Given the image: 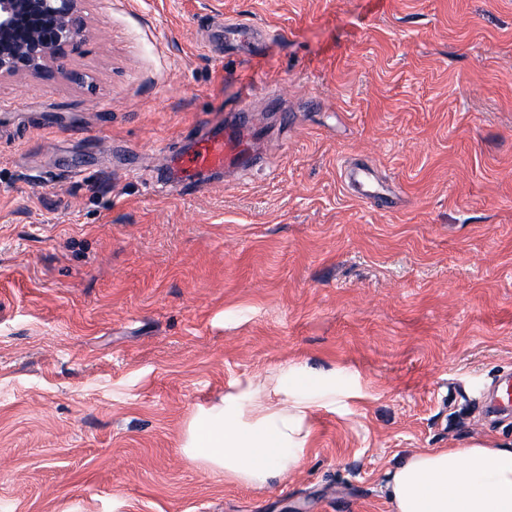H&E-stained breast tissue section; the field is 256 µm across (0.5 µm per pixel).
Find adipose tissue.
Returning <instances> with one entry per match:
<instances>
[{"label": "adipose tissue", "mask_w": 512, "mask_h": 512, "mask_svg": "<svg viewBox=\"0 0 512 512\" xmlns=\"http://www.w3.org/2000/svg\"><path fill=\"white\" fill-rule=\"evenodd\" d=\"M309 377L279 374L240 396L199 409L181 451L198 467L264 488L305 456V422L326 398ZM392 512H512V448L491 439L418 450L391 474Z\"/></svg>", "instance_id": "obj_1"}]
</instances>
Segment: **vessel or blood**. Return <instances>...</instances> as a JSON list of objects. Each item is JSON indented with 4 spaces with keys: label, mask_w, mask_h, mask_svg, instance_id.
<instances>
[{
    "label": "vessel or blood",
    "mask_w": 512,
    "mask_h": 512,
    "mask_svg": "<svg viewBox=\"0 0 512 512\" xmlns=\"http://www.w3.org/2000/svg\"><path fill=\"white\" fill-rule=\"evenodd\" d=\"M264 37V31L251 24L234 23L224 27V40L229 46L244 47ZM251 156L252 147L246 130L229 126L224 133L203 137L191 152L172 157L167 164L174 174L175 185L181 186L193 182L203 172L242 166ZM347 178L361 199L369 203L376 201L378 185L368 167H350Z\"/></svg>",
    "instance_id": "vessel-or-blood-1"
}]
</instances>
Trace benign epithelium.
<instances>
[{"label": "benign epithelium", "instance_id": "benign-epithelium-1", "mask_svg": "<svg viewBox=\"0 0 512 512\" xmlns=\"http://www.w3.org/2000/svg\"><path fill=\"white\" fill-rule=\"evenodd\" d=\"M88 0H0V81H52L91 34Z\"/></svg>", "mask_w": 512, "mask_h": 512}]
</instances>
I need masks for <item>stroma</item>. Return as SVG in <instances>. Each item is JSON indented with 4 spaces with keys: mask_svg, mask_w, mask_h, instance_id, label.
Instances as JSON below:
<instances>
[{
    "mask_svg": "<svg viewBox=\"0 0 512 512\" xmlns=\"http://www.w3.org/2000/svg\"><path fill=\"white\" fill-rule=\"evenodd\" d=\"M88 8L84 82L0 83V512H391L413 451L511 444L481 401L512 374V0ZM260 71L258 166L173 185ZM283 369L336 388L288 479L183 456ZM265 33L260 27L247 23L224 25V40L227 46L245 47L264 40ZM347 178L361 199L369 203L376 201L379 184L376 183L368 167L358 165L350 167L347 171Z\"/></svg>",
    "mask_w": 512,
    "mask_h": 512,
    "instance_id": "stroma-1",
    "label": "stroma"
}]
</instances>
